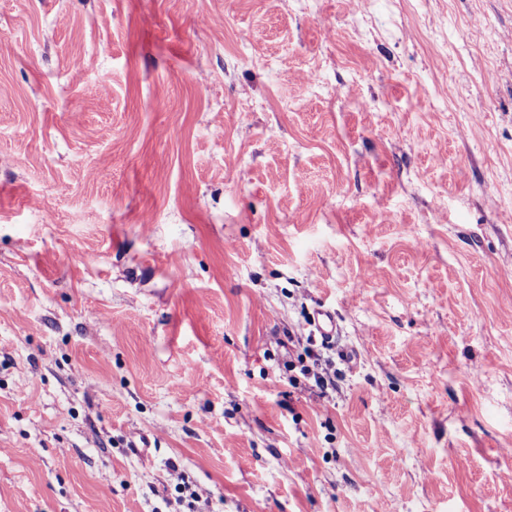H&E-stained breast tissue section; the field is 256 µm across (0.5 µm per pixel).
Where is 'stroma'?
Segmentation results:
<instances>
[{
  "instance_id": "1",
  "label": "stroma",
  "mask_w": 512,
  "mask_h": 512,
  "mask_svg": "<svg viewBox=\"0 0 512 512\" xmlns=\"http://www.w3.org/2000/svg\"><path fill=\"white\" fill-rule=\"evenodd\" d=\"M0 512H512V0H0ZM297 362L303 379L310 384L311 388H316L319 397L326 396L329 386L333 385L329 363L314 354L312 350H307L305 357L298 356Z\"/></svg>"
}]
</instances>
